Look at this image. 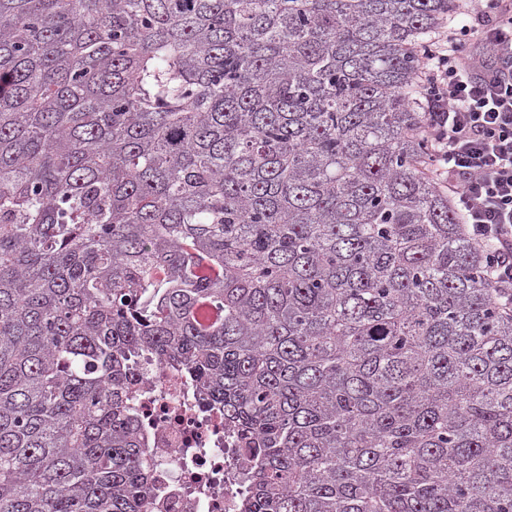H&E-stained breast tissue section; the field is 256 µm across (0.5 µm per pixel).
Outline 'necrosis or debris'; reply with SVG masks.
<instances>
[{
    "instance_id": "obj_1",
    "label": "necrosis or debris",
    "mask_w": 512,
    "mask_h": 512,
    "mask_svg": "<svg viewBox=\"0 0 512 512\" xmlns=\"http://www.w3.org/2000/svg\"><path fill=\"white\" fill-rule=\"evenodd\" d=\"M136 380L156 512H238L244 460L223 415L198 401L181 370L153 355L142 359Z\"/></svg>"
}]
</instances>
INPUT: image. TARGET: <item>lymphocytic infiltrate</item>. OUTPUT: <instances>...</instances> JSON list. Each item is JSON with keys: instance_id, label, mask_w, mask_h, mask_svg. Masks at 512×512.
<instances>
[{"instance_id": "1", "label": "lymphocytic infiltrate", "mask_w": 512, "mask_h": 512, "mask_svg": "<svg viewBox=\"0 0 512 512\" xmlns=\"http://www.w3.org/2000/svg\"><path fill=\"white\" fill-rule=\"evenodd\" d=\"M482 26L449 29L424 47L432 172L492 251L485 277L512 299V7L479 0Z\"/></svg>"}]
</instances>
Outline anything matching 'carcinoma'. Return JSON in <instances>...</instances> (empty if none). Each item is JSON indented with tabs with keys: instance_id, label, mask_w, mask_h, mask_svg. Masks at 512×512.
Here are the masks:
<instances>
[{
	"instance_id": "1",
	"label": "carcinoma",
	"mask_w": 512,
	"mask_h": 512,
	"mask_svg": "<svg viewBox=\"0 0 512 512\" xmlns=\"http://www.w3.org/2000/svg\"><path fill=\"white\" fill-rule=\"evenodd\" d=\"M458 0H0V512H154L143 353L240 512H512V307L430 174Z\"/></svg>"
}]
</instances>
